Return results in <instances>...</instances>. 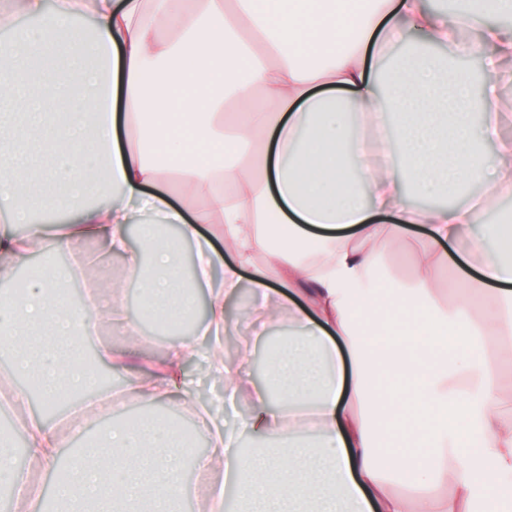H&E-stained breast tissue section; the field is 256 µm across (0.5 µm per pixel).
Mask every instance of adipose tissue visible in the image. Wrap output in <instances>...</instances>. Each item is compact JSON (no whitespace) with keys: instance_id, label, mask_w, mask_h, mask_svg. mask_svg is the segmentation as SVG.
I'll return each mask as SVG.
<instances>
[{"instance_id":"obj_1","label":"adipose tissue","mask_w":512,"mask_h":512,"mask_svg":"<svg viewBox=\"0 0 512 512\" xmlns=\"http://www.w3.org/2000/svg\"><path fill=\"white\" fill-rule=\"evenodd\" d=\"M16 50L0 67V281L34 251L94 241L121 257L144 306L194 317L191 340L169 343L143 373L139 360L100 343V366L130 374L126 397L181 398L186 365L202 356L224 392L197 420L211 446L196 468H223L241 512H499L512 500V218L480 223L512 194V0H457L453 12L422 0H7ZM39 21L38 31L15 25ZM478 55L475 84L456 59ZM66 100L65 111L51 101ZM238 107L225 124L226 101ZM490 143L493 156L480 147ZM478 182L477 202L417 206ZM152 215L139 247L130 225ZM26 225L19 234L15 225ZM217 224L221 260L199 227ZM419 241L415 280L394 297L372 285L385 248ZM193 242L190 271L160 228ZM263 263H255V256ZM464 289L442 301L440 276ZM99 258L0 292L8 337V408L32 470L0 464L23 512H181L178 470L187 443L161 416L138 428L107 422L85 436L94 410L90 370L68 346L102 331L140 339L112 281L85 305L65 300L73 281L95 283ZM221 286H214L215 270ZM278 287H270V279ZM264 324L288 315L290 335L267 346L255 386L249 356L224 357V305L242 280ZM496 305L475 315L474 298ZM23 377L28 389L12 386ZM60 407L28 413L30 391ZM251 408L235 432L224 411ZM306 425H299L302 415ZM463 427L467 438L451 437ZM69 474L51 498L32 493L33 471ZM257 440L254 448L241 437ZM67 448V447H66ZM405 492H393V483ZM448 487L449 499L436 490Z\"/></svg>"}]
</instances>
